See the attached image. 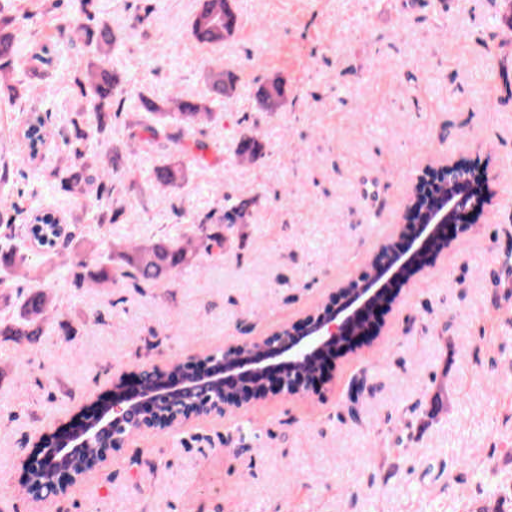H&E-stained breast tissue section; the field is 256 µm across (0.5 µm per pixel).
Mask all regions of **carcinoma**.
<instances>
[{"mask_svg": "<svg viewBox=\"0 0 512 512\" xmlns=\"http://www.w3.org/2000/svg\"><path fill=\"white\" fill-rule=\"evenodd\" d=\"M87 23L77 24L84 35V42L97 50L113 44L114 33L111 28L86 16ZM11 23L9 18H0V70L11 65L14 57V41L11 34L2 26ZM238 25L237 14L228 5V0H202L191 26L193 38L202 45L217 46L234 34ZM86 85L81 87V94L89 98L93 109L105 112L112 108V102L122 94L123 80L112 70L109 62L97 56L88 63ZM239 84V75L231 69H221L211 74L208 83L209 97L186 98L180 94L172 97L181 122L180 131L165 136L166 159L155 166L154 180L162 187L177 186L185 181L180 165L173 161L176 156L184 155L197 149L202 151L205 144L195 138L197 127L213 118L208 100H220L232 97ZM260 108L265 112L280 111L286 101L285 82L276 76L260 87L257 94ZM141 107L147 112L152 123L142 126L130 138L137 139L150 146L157 142L160 130L158 124L168 116L154 100L140 97ZM262 144L254 137L244 135L236 143L235 153L242 161H253L261 153ZM76 163L62 171L60 182L65 189L75 191L81 185L103 182L109 177H118L126 172L125 155L117 147L98 166L95 176L87 175L89 165L84 161L85 154L79 148L73 150ZM253 200L240 198L229 207L225 216L217 219L207 217L193 225L192 236L185 240L170 237L159 238L143 244H132L115 253L120 275L134 278L145 283L158 284L169 280L177 271L197 264L202 255H223L224 221L232 224H246L251 216ZM25 261V256L14 246L0 247V268L3 275L10 280L18 264ZM73 284L80 288L85 284L100 287L112 282V257L90 265L77 262L69 268ZM49 306V298L42 291H35L25 296L19 315L11 320L0 322V336H12L14 340L26 339L30 342L42 334V322Z\"/></svg>", "mask_w": 512, "mask_h": 512, "instance_id": "1", "label": "carcinoma"}]
</instances>
